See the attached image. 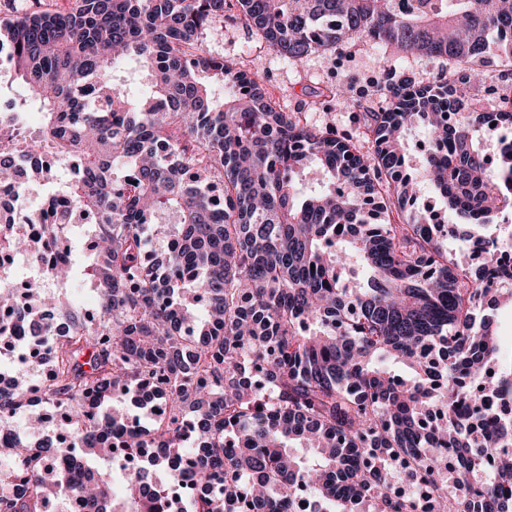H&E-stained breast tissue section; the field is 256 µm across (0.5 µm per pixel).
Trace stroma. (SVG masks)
Returning <instances> with one entry per match:
<instances>
[{"label":"stroma","mask_w":512,"mask_h":512,"mask_svg":"<svg viewBox=\"0 0 512 512\" xmlns=\"http://www.w3.org/2000/svg\"><path fill=\"white\" fill-rule=\"evenodd\" d=\"M209 50L217 56L240 62L266 77L268 91L290 112L304 113L317 127L338 131L355 130L351 109L318 102L317 92L346 86L352 98L367 102L371 109L384 107L374 91L396 74L403 73L421 82H436L445 75L440 59L428 56L402 57L396 51L374 42L358 44L336 53L312 54L303 61H288L252 37L231 17L216 19L204 34ZM69 245L78 256L75 275L66 293L70 306L81 312L92 310L96 294L84 278L91 262L89 248L83 247L80 232H73Z\"/></svg>","instance_id":"obj_1"}]
</instances>
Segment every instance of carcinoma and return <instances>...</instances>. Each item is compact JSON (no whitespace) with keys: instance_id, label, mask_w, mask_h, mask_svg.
<instances>
[{"instance_id":"obj_1","label":"carcinoma","mask_w":512,"mask_h":512,"mask_svg":"<svg viewBox=\"0 0 512 512\" xmlns=\"http://www.w3.org/2000/svg\"><path fill=\"white\" fill-rule=\"evenodd\" d=\"M0 23V70L40 102L29 139L0 120V186L63 181L84 217L99 297L95 324L64 294L25 288L64 309L42 394L69 411L81 464L64 449L0 446V512H512V420L486 398L512 400V364L487 317L496 302L488 238L472 268L444 243L459 224L419 205L431 185L465 224L512 211V144L489 161L465 88L495 82L488 54L512 75V0H450L396 13L390 0H69ZM281 56L300 62L368 38L441 58L448 76L400 75L362 113V137L286 111L257 70L204 49L227 13ZM512 131V88L493 87ZM433 143L409 163L410 126ZM50 155L48 170L18 167ZM163 235L177 246L150 258ZM37 256L25 236L6 241ZM25 375L0 391V430L25 406ZM121 392L154 405L129 425ZM193 416L187 436L183 422ZM151 464L112 490V471ZM224 480L213 482L215 469ZM167 472L157 483L150 472Z\"/></svg>"}]
</instances>
